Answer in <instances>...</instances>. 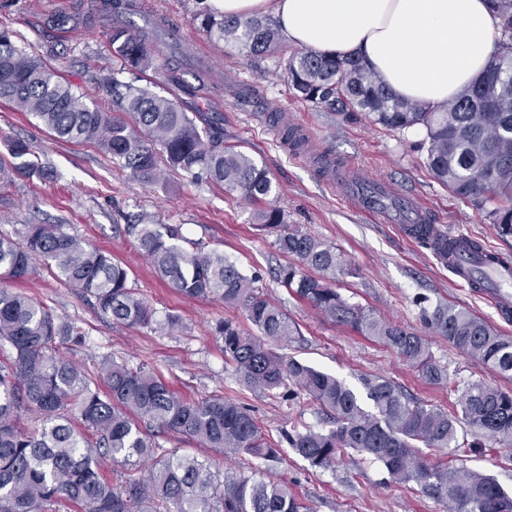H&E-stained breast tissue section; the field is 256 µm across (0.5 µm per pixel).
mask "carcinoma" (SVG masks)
Masks as SVG:
<instances>
[{
    "label": "carcinoma",
    "instance_id": "obj_1",
    "mask_svg": "<svg viewBox=\"0 0 512 512\" xmlns=\"http://www.w3.org/2000/svg\"><path fill=\"white\" fill-rule=\"evenodd\" d=\"M502 20L496 52L486 72L438 108L399 98L358 59L288 51L269 19H218L199 13L200 28L250 57L278 50L297 96L344 121L362 116L388 130L421 127L426 163L458 199L486 211L501 233L512 235V0H490ZM137 0H99L86 18L108 30L117 73L149 70L162 76L160 91L112 77V101L125 116L106 112L56 79L41 59L0 31V99L34 115L60 138L92 141L124 163L144 184L163 169L182 171L238 191L255 206L257 226L276 234L278 251L293 259L279 270L282 286L327 320L347 326L394 350L432 384H449L447 368L416 331L351 302L335 288L343 260L314 236L287 227L284 213L265 204L272 189L267 170L249 154L224 146L220 118L200 126L170 97L175 86L188 96L208 91L211 66L188 60L187 51L162 16L138 25ZM193 68L194 81L183 77ZM23 140L0 158V189L15 173L36 170ZM158 274L184 295L219 299L239 308L258 334L226 318L215 324L224 363L239 384L262 394L303 393L332 418L329 428L309 425L282 430L273 439L255 417L231 398L198 401L177 395L153 369L131 368L110 357L99 375L100 394L79 367L60 353L63 342L81 345V328L57 320L42 303L0 289V512H49L68 498L86 512H151L161 501L167 512H312L288 483L264 478L257 469L221 477L206 460L164 450L155 437L178 434L224 453L276 461L291 452L310 466L332 469L354 455L383 466L397 485L413 483L445 502L448 512H512V492L479 471L433 462L428 449L460 448L459 435L479 429L512 447V391L482 382L467 385L449 413L407 396L382 375H361L357 391L333 374L267 347L295 342L301 330L283 309L254 286L224 253H203L188 243L180 224L130 219L123 228ZM44 261L69 286L94 300L97 310L128 327L147 326L154 311L128 287V271L112 256L66 233L62 224H27L18 238L0 234V271L28 277L33 261ZM427 328L500 377L512 379V337L464 308L438 304L423 313ZM40 427L27 430L24 416ZM127 465L153 462L146 482L117 490L103 474L107 459Z\"/></svg>",
    "mask_w": 512,
    "mask_h": 512
}]
</instances>
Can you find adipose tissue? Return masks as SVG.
Instances as JSON below:
<instances>
[{
    "instance_id": "obj_1",
    "label": "adipose tissue",
    "mask_w": 512,
    "mask_h": 512,
    "mask_svg": "<svg viewBox=\"0 0 512 512\" xmlns=\"http://www.w3.org/2000/svg\"><path fill=\"white\" fill-rule=\"evenodd\" d=\"M270 17L288 43L361 59L399 97L445 104L485 72L501 19L488 0H215Z\"/></svg>"
}]
</instances>
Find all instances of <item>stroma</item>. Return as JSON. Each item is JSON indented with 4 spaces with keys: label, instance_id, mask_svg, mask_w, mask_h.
<instances>
[{
    "label": "stroma",
    "instance_id": "1",
    "mask_svg": "<svg viewBox=\"0 0 512 512\" xmlns=\"http://www.w3.org/2000/svg\"><path fill=\"white\" fill-rule=\"evenodd\" d=\"M93 3L0 0V28L9 30L26 53L54 67L76 93L111 112L115 105L105 84L114 64L105 29L97 25L57 29L48 23L51 15L85 11ZM142 3L145 10L172 19L192 56L208 60L218 76L210 92L184 100V111L197 119L220 117L225 145L248 152L267 169L272 180L269 201L283 211L288 226L342 254L352 268L351 274L336 279L345 298L420 333H427L423 312L445 302L471 310L512 336V319L502 318L489 297L462 287L426 245L407 237L399 225L381 224L361 213L336 185L321 179L312 163L313 155L332 148L363 179L389 181L400 193L413 197L433 223L470 235L512 258V236L502 235L484 211L456 199L433 177L420 148L425 137L422 129L399 132L366 120L349 123L300 100L279 70V52L250 58L199 28L196 15L211 9V0ZM273 112L280 113L288 125L308 132L306 153L285 145L269 121ZM12 138L30 143L40 172L15 176L0 200V234L16 235L26 224L63 225L66 232L126 265L129 287L155 311L147 326L113 323L39 260L23 283L0 276V289L22 291L58 319L83 328L84 344L67 342L60 351L89 377H97L101 359L109 356L134 367L144 363L155 368L186 398L235 399L272 435L297 423L315 427L322 423L306 395L283 400L238 384L233 369L224 363L212 328L224 318L243 319V311L182 295L162 281L133 241L116 229L124 215L144 214L162 224L182 225L187 238L203 251L224 252L285 308L304 340L275 344L278 353L332 373L353 387L359 374L385 376L414 397L448 411L454 410L467 384L501 385L495 373L433 333H427L428 340L436 358L447 367L450 383H427L392 350L327 321L291 295L277 279L287 259L275 249L274 234L255 226L253 207L240 193L179 172L165 173L154 184L141 183L95 144L58 137L29 113L0 103V156ZM170 314L181 317L179 331L166 328ZM466 439L467 448L434 450L431 458L491 474L511 490L512 448H494L488 437L473 430ZM159 442L179 455L209 460L212 470L223 476L251 463L247 457L225 458L176 434L161 435ZM270 475L287 480L311 501L314 512H446L443 502L423 494L419 487L392 484L381 465L359 456L322 470L290 453L274 465Z\"/></svg>",
    "mask_w": 512,
    "mask_h": 512
}]
</instances>
